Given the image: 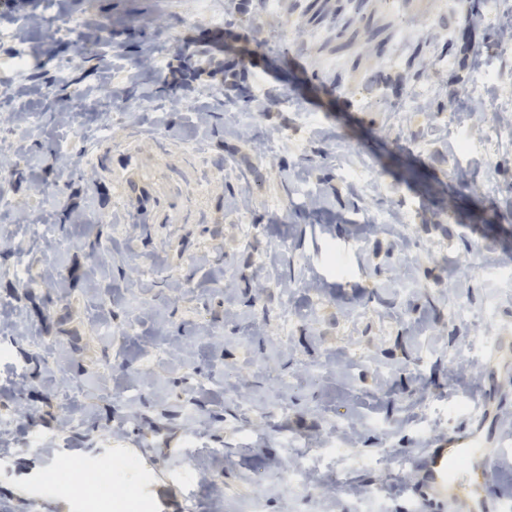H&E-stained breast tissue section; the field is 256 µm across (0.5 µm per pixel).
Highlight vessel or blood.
Segmentation results:
<instances>
[{"mask_svg":"<svg viewBox=\"0 0 512 512\" xmlns=\"http://www.w3.org/2000/svg\"><path fill=\"white\" fill-rule=\"evenodd\" d=\"M496 441L489 412L480 410L478 422L459 427L423 461V476L410 494L414 512H446L453 497L462 512H502L512 497L485 484L488 469L504 455Z\"/></svg>","mask_w":512,"mask_h":512,"instance_id":"vessel-or-blood-1","label":"vessel or blood"}]
</instances>
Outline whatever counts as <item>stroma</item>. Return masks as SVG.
Wrapping results in <instances>:
<instances>
[{
  "mask_svg": "<svg viewBox=\"0 0 512 512\" xmlns=\"http://www.w3.org/2000/svg\"><path fill=\"white\" fill-rule=\"evenodd\" d=\"M498 2L0 17V512H80L38 489L50 460L118 471L108 494L141 489L152 512H412L417 462L472 407L512 445V359L488 361L512 339V245L467 223L512 200ZM52 11L79 32L50 34ZM228 44L250 103L224 96ZM188 45L209 51L189 90ZM379 68L390 84L370 85ZM400 157L456 194L396 179ZM303 461L310 480L286 483Z\"/></svg>",
  "mask_w": 512,
  "mask_h": 512,
  "instance_id": "35a3bbf8",
  "label": "stroma"
}]
</instances>
